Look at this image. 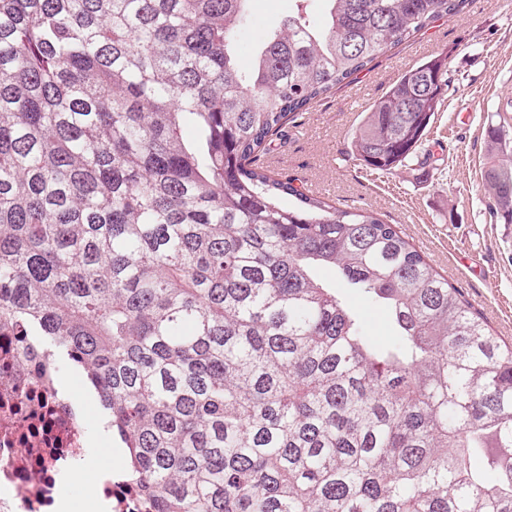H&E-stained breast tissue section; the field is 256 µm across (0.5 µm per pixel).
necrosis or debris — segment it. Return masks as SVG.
<instances>
[{
    "label": "necrosis or debris",
    "mask_w": 512,
    "mask_h": 512,
    "mask_svg": "<svg viewBox=\"0 0 512 512\" xmlns=\"http://www.w3.org/2000/svg\"><path fill=\"white\" fill-rule=\"evenodd\" d=\"M89 442L73 398L0 332V512H54Z\"/></svg>",
    "instance_id": "obj_1"
}]
</instances>
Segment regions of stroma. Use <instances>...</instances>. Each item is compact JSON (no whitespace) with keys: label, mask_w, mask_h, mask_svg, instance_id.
Masks as SVG:
<instances>
[{"label":"stroma","mask_w":512,"mask_h":512,"mask_svg":"<svg viewBox=\"0 0 512 512\" xmlns=\"http://www.w3.org/2000/svg\"><path fill=\"white\" fill-rule=\"evenodd\" d=\"M251 22L239 42L249 58L296 0H251ZM445 57L448 87L416 156L392 173L366 167L350 142L361 114L404 71ZM512 97V6L469 0L464 13L441 19L386 50L344 85L297 114L260 153L272 174L325 198L339 209H361L396 225L434 267L512 344V224L488 208L481 173L485 130L498 103ZM368 336L390 342L385 308L344 289Z\"/></svg>","instance_id":"1"}]
</instances>
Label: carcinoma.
I'll use <instances>...</instances> for the list:
<instances>
[{
    "mask_svg": "<svg viewBox=\"0 0 512 512\" xmlns=\"http://www.w3.org/2000/svg\"><path fill=\"white\" fill-rule=\"evenodd\" d=\"M249 2L0 0V328L87 377L141 512H512V348L395 225L257 163L466 0L299 7L245 68ZM447 86L441 58L398 77L358 159L404 165ZM485 140L512 224V135ZM343 294L348 303L361 313L364 330L368 336L381 343L392 340L387 312L381 304L372 301L355 288H344Z\"/></svg>",
    "mask_w": 512,
    "mask_h": 512,
    "instance_id": "cac0c4a2",
    "label": "carcinoma"
}]
</instances>
